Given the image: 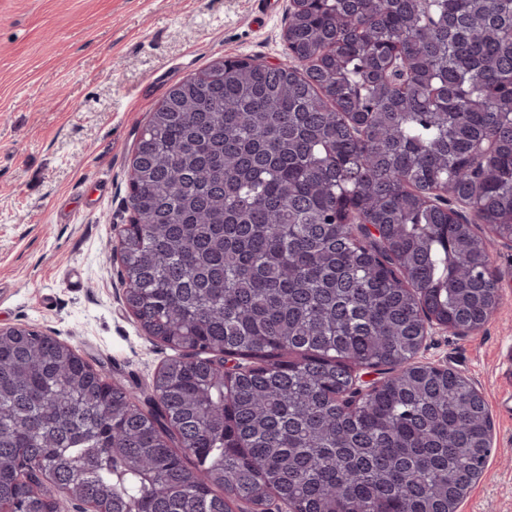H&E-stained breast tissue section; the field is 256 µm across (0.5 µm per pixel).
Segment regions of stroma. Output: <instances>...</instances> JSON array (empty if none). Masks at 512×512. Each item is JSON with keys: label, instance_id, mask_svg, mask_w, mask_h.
Listing matches in <instances>:
<instances>
[{"label": "stroma", "instance_id": "obj_1", "mask_svg": "<svg viewBox=\"0 0 512 512\" xmlns=\"http://www.w3.org/2000/svg\"><path fill=\"white\" fill-rule=\"evenodd\" d=\"M287 14L288 0L259 26L254 0H0V326L53 331L149 393L173 351L123 304L112 258L138 133L212 61L287 62ZM491 256L503 278L490 321L438 333L419 355L465 376L493 419L496 450L458 512H512V249Z\"/></svg>", "mask_w": 512, "mask_h": 512}]
</instances>
